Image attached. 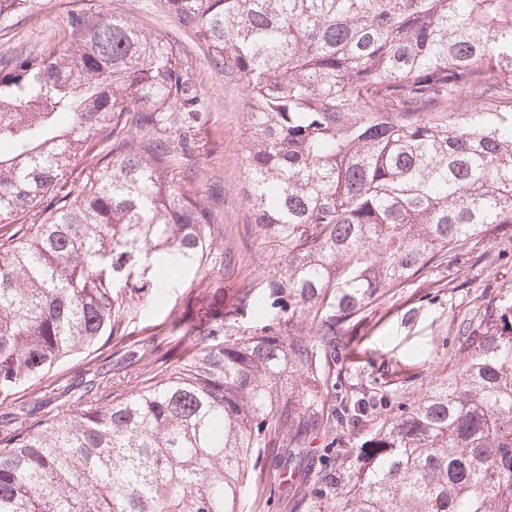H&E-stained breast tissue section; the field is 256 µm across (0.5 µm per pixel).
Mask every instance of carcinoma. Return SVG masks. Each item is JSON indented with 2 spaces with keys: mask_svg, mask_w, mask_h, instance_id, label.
Returning <instances> with one entry per match:
<instances>
[{
  "mask_svg": "<svg viewBox=\"0 0 512 512\" xmlns=\"http://www.w3.org/2000/svg\"><path fill=\"white\" fill-rule=\"evenodd\" d=\"M33 2L0 0V23ZM166 4L248 100L247 204L280 259L198 309L175 363L143 342L32 419L62 361L234 228L188 164L203 104L162 34L87 10L0 56V512H258L269 457L291 512H512L511 306L462 318L415 400L339 358L386 297L512 224V0Z\"/></svg>",
  "mask_w": 512,
  "mask_h": 512,
  "instance_id": "obj_1",
  "label": "carcinoma"
}]
</instances>
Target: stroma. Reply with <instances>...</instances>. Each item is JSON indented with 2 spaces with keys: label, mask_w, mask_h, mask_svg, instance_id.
Masks as SVG:
<instances>
[{
  "label": "stroma",
  "mask_w": 512,
  "mask_h": 512,
  "mask_svg": "<svg viewBox=\"0 0 512 512\" xmlns=\"http://www.w3.org/2000/svg\"><path fill=\"white\" fill-rule=\"evenodd\" d=\"M98 9L160 32L192 66L207 109L202 132L209 147L194 162L211 176L225 223L238 229L224 247L241 255L243 264L229 267L215 258L182 270L164 283L162 303L144 299L128 318L123 345L133 349L152 340L160 354L183 353L188 344L180 320L193 313L201 289L216 288L231 296L244 277L259 273L277 255L275 243L254 239L246 230L252 221L246 205L250 190L244 162L246 101L240 88L212 66L193 33L168 13L165 0H35L26 15L0 24V55L58 44L71 13ZM478 296L500 308L512 306V238L479 242L470 253L432 270L428 282H412L403 292L387 297L357 331L344 359L348 373L402 384L421 394L443 349L453 341L451 318L471 313ZM114 351V344L108 342L61 364L56 370L59 388L47 395L41 415L66 408L80 392L87 369L114 364Z\"/></svg>",
  "instance_id": "stroma-1"
}]
</instances>
